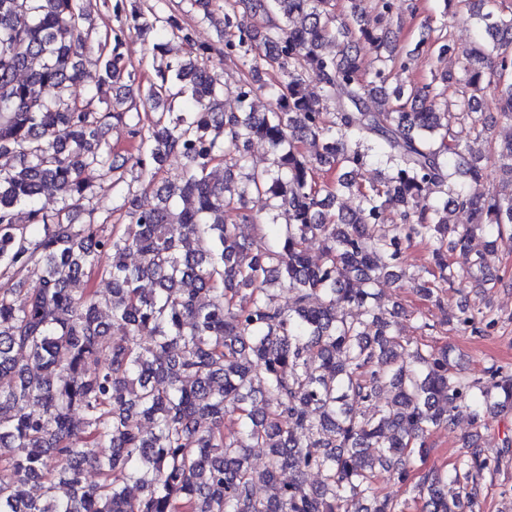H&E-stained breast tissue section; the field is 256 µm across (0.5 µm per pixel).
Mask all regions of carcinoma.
I'll use <instances>...</instances> for the list:
<instances>
[{
    "mask_svg": "<svg viewBox=\"0 0 512 512\" xmlns=\"http://www.w3.org/2000/svg\"><path fill=\"white\" fill-rule=\"evenodd\" d=\"M379 4L368 28L355 15L336 22L333 0H224V29L236 38L217 50L194 46L174 14L134 6L132 25L99 48L104 107L93 109L71 93L89 40L77 24L82 0H0V153L17 158L0 168V273L13 280L0 288V512H406L407 501L373 487L382 472L409 487L418 512H459L463 501L478 506L512 462L506 436L492 453L466 445L449 473L423 470L428 439L451 411H468L477 433L489 410L512 411V368L462 373L448 346L395 335L396 312L381 310L373 291L405 278L439 305L460 280L496 285L484 260L512 250V140L500 149L501 188L484 191L470 146L481 131L470 118L488 97L512 123V12L478 15L484 39L466 48L428 29L420 45L455 56L460 77L388 92L407 63L388 38L394 0ZM128 30L190 51L137 87L122 53ZM327 42L335 53L323 52ZM365 44L375 52L368 81ZM213 50L240 71L235 111L224 110L209 69ZM260 60L280 74L277 107L264 113L251 105ZM312 79L322 94L308 93ZM138 99L154 111L130 124L138 153L115 151L112 120ZM308 139L321 146L310 158L300 149ZM256 140L271 148L263 169L249 161ZM171 157L183 160L178 182L150 207L125 194L129 223L108 232L92 216L69 220L99 171L121 183ZM218 162L222 182L209 172ZM373 164L387 175L364 185L358 176ZM320 172L336 178L321 183ZM60 188L69 198L59 211L38 206ZM343 189L357 200L345 212L335 209ZM251 197L288 214L283 234L238 233L259 223ZM450 210L465 223L450 226ZM416 241L432 246L425 276L400 269ZM456 248L471 254L465 271L448 261ZM102 253L112 255L103 269ZM95 272L111 295L76 294L72 285ZM276 283L293 291L291 305L277 302ZM445 321L473 335L495 324L465 308ZM387 389L391 399L378 404ZM256 447L268 449L260 469L248 460ZM87 465L99 476L93 486ZM287 470L295 477L282 484ZM309 471L317 484L303 480ZM31 482L42 496L27 492ZM61 482L65 499L54 495ZM260 485L277 492L260 498Z\"/></svg>",
    "mask_w": 512,
    "mask_h": 512,
    "instance_id": "obj_1",
    "label": "carcinoma"
}]
</instances>
